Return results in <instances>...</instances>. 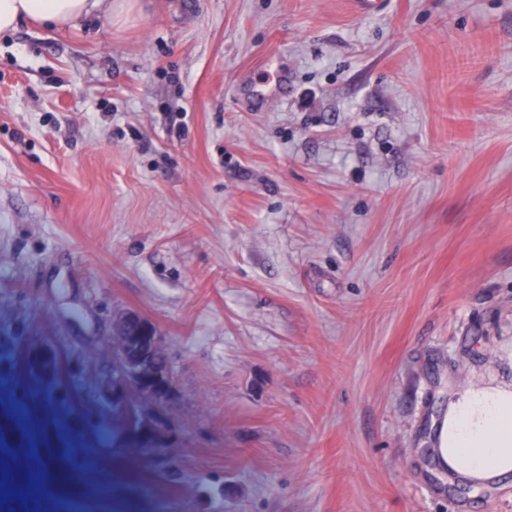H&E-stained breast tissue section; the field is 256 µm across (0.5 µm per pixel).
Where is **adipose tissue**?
<instances>
[{"instance_id": "adipose-tissue-1", "label": "adipose tissue", "mask_w": 512, "mask_h": 512, "mask_svg": "<svg viewBox=\"0 0 512 512\" xmlns=\"http://www.w3.org/2000/svg\"><path fill=\"white\" fill-rule=\"evenodd\" d=\"M112 12V0H0V35L30 19L62 29ZM442 465L480 485L512 474V383L460 392L438 432Z\"/></svg>"}]
</instances>
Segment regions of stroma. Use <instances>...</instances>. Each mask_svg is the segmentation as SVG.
I'll return each mask as SVG.
<instances>
[{"label":"stroma","mask_w":512,"mask_h":512,"mask_svg":"<svg viewBox=\"0 0 512 512\" xmlns=\"http://www.w3.org/2000/svg\"><path fill=\"white\" fill-rule=\"evenodd\" d=\"M128 311L175 379L125 393L151 454L101 434ZM511 381L512 0L0 36V512H512L432 451Z\"/></svg>","instance_id":"1"}]
</instances>
